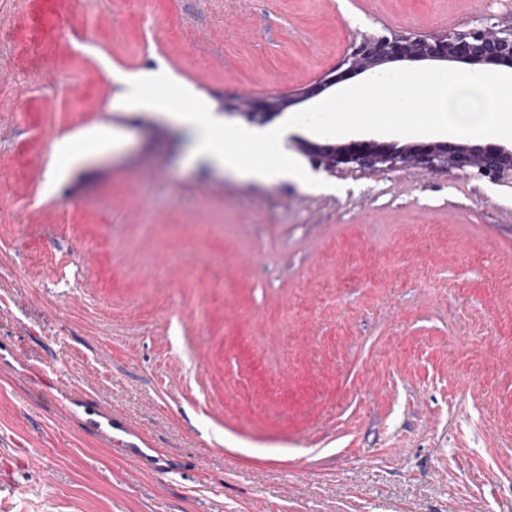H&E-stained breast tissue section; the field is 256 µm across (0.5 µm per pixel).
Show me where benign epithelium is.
<instances>
[{
	"mask_svg": "<svg viewBox=\"0 0 512 512\" xmlns=\"http://www.w3.org/2000/svg\"><path fill=\"white\" fill-rule=\"evenodd\" d=\"M512 66V25L496 23L470 29L450 28L444 32L402 31L389 36H369L352 43L341 64L355 71H372L396 60H455ZM313 90L305 87L295 95L256 103H241L240 114L258 119L270 111L287 108L294 98H305ZM315 167L326 171L351 168L383 173L402 167H416L430 174L469 171L477 178L493 183L512 184V151L504 148L474 149L465 145H413L404 150L381 148L359 142L342 145L307 146Z\"/></svg>",
	"mask_w": 512,
	"mask_h": 512,
	"instance_id": "7a95c632",
	"label": "benign epithelium"
}]
</instances>
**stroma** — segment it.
Listing matches in <instances>:
<instances>
[{
    "mask_svg": "<svg viewBox=\"0 0 512 512\" xmlns=\"http://www.w3.org/2000/svg\"><path fill=\"white\" fill-rule=\"evenodd\" d=\"M489 21L512 0H0V512H512V184L328 172L302 145L348 136L298 127L302 178L239 181L148 105L264 130L366 80L363 36ZM90 129L118 148L47 189ZM314 91L309 87H304L298 91L294 96H282L266 100L263 103H256L251 98L241 103L240 112L238 114L244 115L250 119H258L263 117L269 111L283 110L287 108L295 98H305L312 95Z\"/></svg>",
    "mask_w": 512,
    "mask_h": 512,
    "instance_id": "35a3bbf8",
    "label": "stroma"
}]
</instances>
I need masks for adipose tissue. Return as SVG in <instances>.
I'll use <instances>...</instances> for the list:
<instances>
[{"instance_id":"adipose-tissue-1","label":"adipose tissue","mask_w":512,"mask_h":512,"mask_svg":"<svg viewBox=\"0 0 512 512\" xmlns=\"http://www.w3.org/2000/svg\"><path fill=\"white\" fill-rule=\"evenodd\" d=\"M169 115L185 126L194 141L195 152L245 178L270 180L297 176L298 171L281 143L278 131L256 132L247 128L217 126L203 107H172ZM114 145L110 133L88 131L81 142L65 137L55 145L56 164L46 174L48 188H55L69 166L86 156L109 151Z\"/></svg>"}]
</instances>
